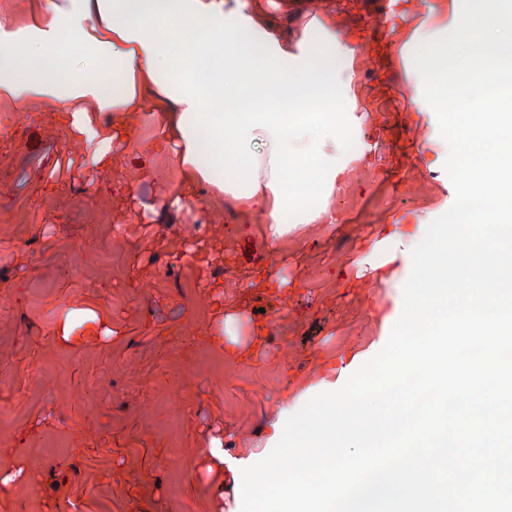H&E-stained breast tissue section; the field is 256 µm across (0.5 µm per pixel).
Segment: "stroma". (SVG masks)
<instances>
[{
    "mask_svg": "<svg viewBox=\"0 0 512 512\" xmlns=\"http://www.w3.org/2000/svg\"><path fill=\"white\" fill-rule=\"evenodd\" d=\"M249 2L305 52V0ZM45 5L0 0V19L26 37ZM353 11L352 138L374 162L351 172L338 223L299 225L274 246L206 183L168 207L184 178L176 155L139 148L160 134L153 113H130L126 148L97 164L99 139L52 98L0 108V472L28 474L0 484V512H241L211 439L257 463L289 395L383 344L411 238L455 199L414 54L459 15L455 0ZM385 224L393 260L373 270L363 259ZM268 273L286 288L258 285Z\"/></svg>",
    "mask_w": 512,
    "mask_h": 512,
    "instance_id": "35a3bbf8",
    "label": "stroma"
}]
</instances>
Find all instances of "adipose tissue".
Masks as SVG:
<instances>
[{"mask_svg":"<svg viewBox=\"0 0 512 512\" xmlns=\"http://www.w3.org/2000/svg\"><path fill=\"white\" fill-rule=\"evenodd\" d=\"M48 9L49 22L35 31L40 56L19 47L15 32L0 43V84L17 103L52 96L70 127L92 137L74 102L93 96L114 113L108 142L118 147L128 113L153 95L167 130L150 150L178 154L190 182L263 215L270 243L300 224L336 223V186L350 161L321 157L312 137L351 131L357 99L340 79L331 17L302 29L310 50L294 60L273 33L254 38L252 17L225 21L224 0H70ZM98 12L108 16L112 37L101 46L112 67L75 73L60 38ZM169 20L177 24L172 37L163 31ZM260 85L265 93H257Z\"/></svg>","mask_w":512,"mask_h":512,"instance_id":"adipose-tissue-1","label":"adipose tissue"}]
</instances>
